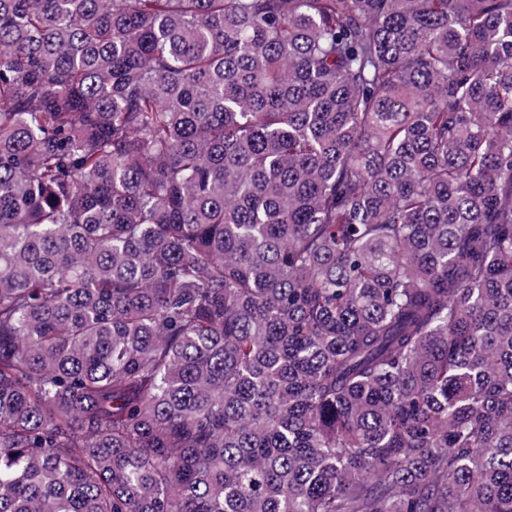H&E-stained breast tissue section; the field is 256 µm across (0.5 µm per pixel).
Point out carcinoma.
<instances>
[{"label":"carcinoma","instance_id":"obj_1","mask_svg":"<svg viewBox=\"0 0 512 512\" xmlns=\"http://www.w3.org/2000/svg\"><path fill=\"white\" fill-rule=\"evenodd\" d=\"M0 512H512V0H0Z\"/></svg>","mask_w":512,"mask_h":512}]
</instances>
